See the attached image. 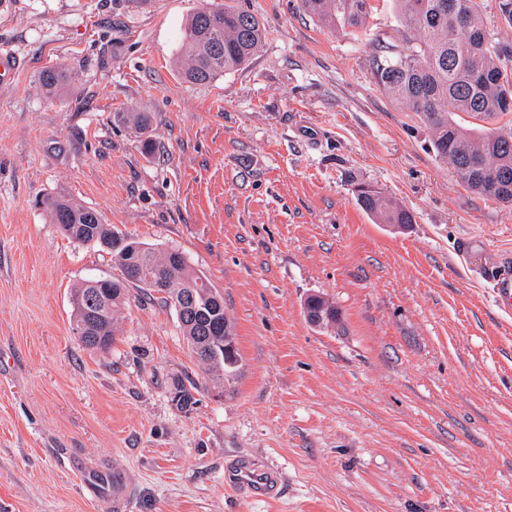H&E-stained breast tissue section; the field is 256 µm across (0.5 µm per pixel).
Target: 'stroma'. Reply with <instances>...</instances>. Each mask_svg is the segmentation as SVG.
Segmentation results:
<instances>
[{
    "instance_id": "stroma-1",
    "label": "stroma",
    "mask_w": 512,
    "mask_h": 512,
    "mask_svg": "<svg viewBox=\"0 0 512 512\" xmlns=\"http://www.w3.org/2000/svg\"><path fill=\"white\" fill-rule=\"evenodd\" d=\"M266 39L192 86L174 61L208 0H10L0 53V512H104L75 464L125 472L131 512H512V204L460 183L431 131L378 86L405 35L390 0L365 32L298 0H224ZM68 68L58 97L42 70ZM121 112H149L145 152ZM402 202L404 231L358 205ZM64 193L118 232L176 247L224 298L241 368L215 387L172 307L131 297L106 355L72 331L71 288L112 275L39 204ZM341 324L311 325L304 302ZM192 381L178 409L174 380ZM247 460L279 496L225 473ZM357 202L378 223L389 224L394 230L414 222L411 212L403 204L371 187H358Z\"/></svg>"
}]
</instances>
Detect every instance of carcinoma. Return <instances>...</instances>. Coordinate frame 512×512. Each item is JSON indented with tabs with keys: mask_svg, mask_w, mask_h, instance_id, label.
<instances>
[{
	"mask_svg": "<svg viewBox=\"0 0 512 512\" xmlns=\"http://www.w3.org/2000/svg\"><path fill=\"white\" fill-rule=\"evenodd\" d=\"M375 0H300L304 13L327 29L365 30ZM408 46L390 47L374 64L384 93L416 113L432 132V147L457 180L473 192L512 204V127L480 122L512 112V48L487 28L476 0H393ZM265 39V24L239 7L212 2L188 21L177 57L183 82L206 85L249 63ZM494 78L480 83L478 72ZM66 69L40 73V90L54 96L68 85ZM463 112L477 123L464 127ZM118 119L144 135L150 151V112H119ZM359 206L380 224H411V212L371 187L357 189ZM52 223L68 238L112 254L118 274L88 278L70 292L72 331L81 346L105 354L120 331L131 289L176 311L192 357L222 383L237 371L236 334L224 313V299L178 249L156 250L112 230L102 215L58 193L43 201ZM195 383L173 385L174 401L192 404Z\"/></svg>",
	"mask_w": 512,
	"mask_h": 512,
	"instance_id": "carcinoma-1",
	"label": "carcinoma"
}]
</instances>
